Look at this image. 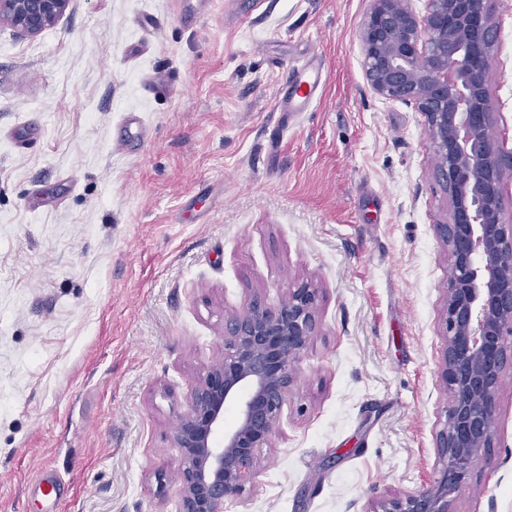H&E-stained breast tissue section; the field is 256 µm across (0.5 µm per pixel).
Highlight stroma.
<instances>
[{
  "mask_svg": "<svg viewBox=\"0 0 512 512\" xmlns=\"http://www.w3.org/2000/svg\"><path fill=\"white\" fill-rule=\"evenodd\" d=\"M72 0L0 27V512H177L174 428L253 295L320 332L224 512H366L440 469L448 197L425 116L376 94L372 0ZM487 89L512 153V0ZM318 53L310 111L279 112ZM138 146L113 139L129 113ZM452 512H512V365ZM71 0H0V27L35 37L54 27Z\"/></svg>",
  "mask_w": 512,
  "mask_h": 512,
  "instance_id": "35a3bbf8",
  "label": "stroma"
}]
</instances>
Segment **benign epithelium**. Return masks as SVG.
Masks as SVG:
<instances>
[{"instance_id":"7a95c632","label":"benign epithelium","mask_w":512,"mask_h":512,"mask_svg":"<svg viewBox=\"0 0 512 512\" xmlns=\"http://www.w3.org/2000/svg\"><path fill=\"white\" fill-rule=\"evenodd\" d=\"M71 0H0V27L35 37L54 27ZM490 0H373L361 28L365 75L373 90L422 112L437 148L449 200L436 230L448 246L447 347L441 379L450 398L436 436L440 476L421 491H398L366 512H451L473 462L497 439L498 393L512 361V224L503 218L505 159L489 134L487 93L498 22ZM320 289L301 282L274 308L258 299L224 334V358L203 367L173 435L182 484L180 512H223L254 476L257 450L275 430L285 398L319 331ZM238 406L224 429V406Z\"/></svg>"}]
</instances>
